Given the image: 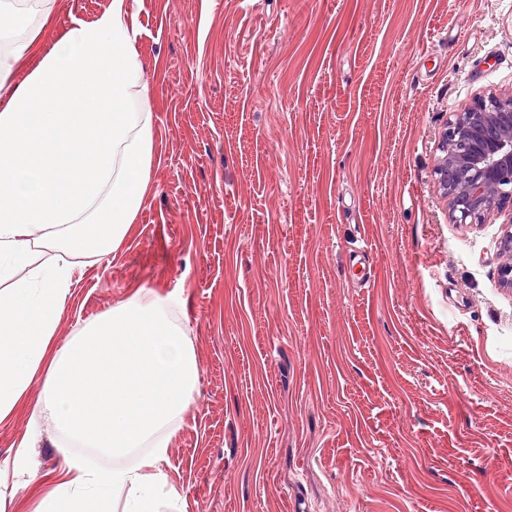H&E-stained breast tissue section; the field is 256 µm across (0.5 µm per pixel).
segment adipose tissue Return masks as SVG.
Masks as SVG:
<instances>
[{
	"instance_id": "1",
	"label": "adipose tissue",
	"mask_w": 512,
	"mask_h": 512,
	"mask_svg": "<svg viewBox=\"0 0 512 512\" xmlns=\"http://www.w3.org/2000/svg\"><path fill=\"white\" fill-rule=\"evenodd\" d=\"M53 10L54 0H0V421L43 384L29 439L0 465L14 478L0 498L30 478V439L46 422L108 462L66 456L39 512H103L112 496L123 512H179L184 494L158 464L200 366L171 301L140 292L53 345L75 270L63 256L91 262L122 244L154 153L127 0L71 27L11 84Z\"/></svg>"
}]
</instances>
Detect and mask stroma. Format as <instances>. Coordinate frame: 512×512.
<instances>
[{
  "mask_svg": "<svg viewBox=\"0 0 512 512\" xmlns=\"http://www.w3.org/2000/svg\"><path fill=\"white\" fill-rule=\"evenodd\" d=\"M111 2L56 0L35 53ZM129 2L154 158L54 342L178 296L201 369L160 464L181 512H512V201L456 223L436 172L450 119L512 98V0ZM62 450L45 430L0 512H36Z\"/></svg>",
  "mask_w": 512,
  "mask_h": 512,
  "instance_id": "obj_1",
  "label": "stroma"
}]
</instances>
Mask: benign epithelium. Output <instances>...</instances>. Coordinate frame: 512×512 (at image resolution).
<instances>
[{"label": "benign epithelium", "instance_id": "1", "mask_svg": "<svg viewBox=\"0 0 512 512\" xmlns=\"http://www.w3.org/2000/svg\"><path fill=\"white\" fill-rule=\"evenodd\" d=\"M505 129L512 130L511 100L498 103L493 112L487 111V104L478 103L448 122L444 135L469 146L456 157L454 164L477 176L473 183L453 189L446 186L444 178H439L457 222L465 224L473 218V209L488 207L485 184L512 181V137L502 135Z\"/></svg>", "mask_w": 512, "mask_h": 512}]
</instances>
